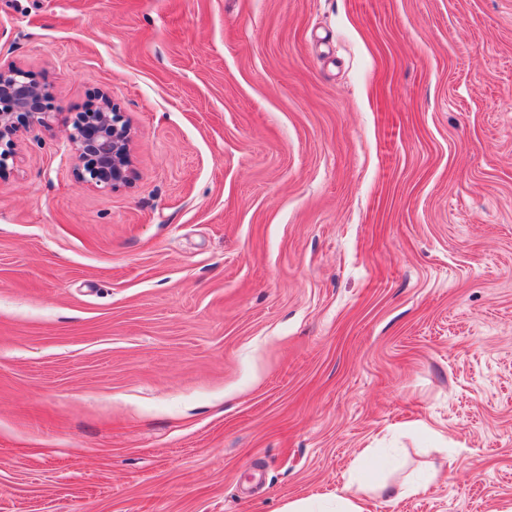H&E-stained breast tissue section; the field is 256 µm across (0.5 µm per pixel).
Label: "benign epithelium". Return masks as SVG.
Instances as JSON below:
<instances>
[{
  "label": "benign epithelium",
  "instance_id": "1",
  "mask_svg": "<svg viewBox=\"0 0 512 512\" xmlns=\"http://www.w3.org/2000/svg\"><path fill=\"white\" fill-rule=\"evenodd\" d=\"M46 96V89L27 71L0 62V172L15 159L17 125L13 115H26L33 127L46 126L48 109L38 106ZM69 140L83 159L82 178L112 187L131 179L130 129L108 102L82 113Z\"/></svg>",
  "mask_w": 512,
  "mask_h": 512
}]
</instances>
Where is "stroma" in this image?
<instances>
[{"mask_svg":"<svg viewBox=\"0 0 512 512\" xmlns=\"http://www.w3.org/2000/svg\"><path fill=\"white\" fill-rule=\"evenodd\" d=\"M0 59L53 114L0 174V512H512V0H0ZM81 114L69 140L83 160L82 178L112 187L127 183L132 176L127 122L107 101ZM326 501L317 496H311L288 504L284 512H363L355 497L348 494H336L333 501ZM332 509V510H330Z\"/></svg>","mask_w":512,"mask_h":512,"instance_id":"35a3bbf8","label":"stroma"}]
</instances>
